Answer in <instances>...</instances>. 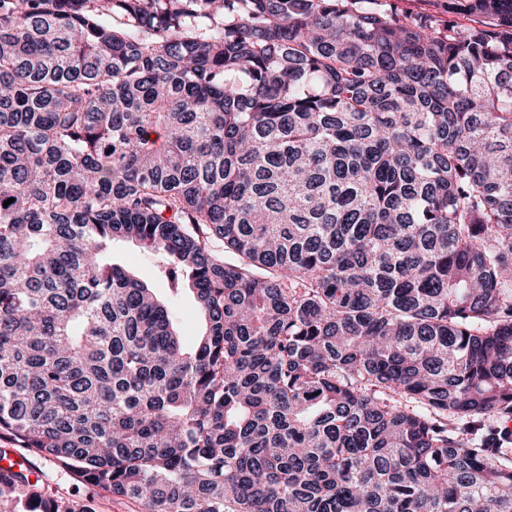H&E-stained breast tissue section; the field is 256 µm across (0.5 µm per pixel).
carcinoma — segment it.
<instances>
[{
  "label": "carcinoma",
  "instance_id": "1",
  "mask_svg": "<svg viewBox=\"0 0 512 512\" xmlns=\"http://www.w3.org/2000/svg\"><path fill=\"white\" fill-rule=\"evenodd\" d=\"M451 11L0 0L17 452L140 512H512L474 428L512 417V0ZM116 238L196 291L193 351Z\"/></svg>",
  "mask_w": 512,
  "mask_h": 512
}]
</instances>
